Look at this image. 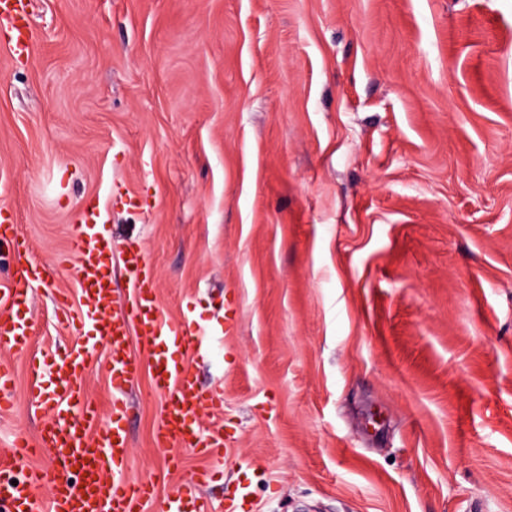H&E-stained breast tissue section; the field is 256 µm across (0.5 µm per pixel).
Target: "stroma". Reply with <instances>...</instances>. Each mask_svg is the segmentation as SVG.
Wrapping results in <instances>:
<instances>
[{
  "label": "stroma",
  "instance_id": "obj_1",
  "mask_svg": "<svg viewBox=\"0 0 512 512\" xmlns=\"http://www.w3.org/2000/svg\"><path fill=\"white\" fill-rule=\"evenodd\" d=\"M32 24L19 62L0 26V176L53 273L0 354V450L38 435L32 365L83 339L54 262L93 202L165 319L206 327L224 402L222 459L168 471L142 373L131 478L163 497L213 466L205 496L246 485L244 512H512V0H33Z\"/></svg>",
  "mask_w": 512,
  "mask_h": 512
}]
</instances>
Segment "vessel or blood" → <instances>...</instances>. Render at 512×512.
<instances>
[{
  "label": "vessel or blood",
  "instance_id": "vessel-or-blood-1",
  "mask_svg": "<svg viewBox=\"0 0 512 512\" xmlns=\"http://www.w3.org/2000/svg\"><path fill=\"white\" fill-rule=\"evenodd\" d=\"M31 5V0H0V22L9 28L8 50L17 61L34 51ZM99 221V213L87 210L56 264L75 268L86 300L80 318L95 335L107 339L113 424L98 426V410L85 397L83 373L97 356L95 343L77 345L68 360L34 365L37 379L46 368H53L56 383L49 392L38 383L33 387L31 403L41 419L36 442L21 438L11 451L0 453V512H143L151 502L156 503L157 512H213L202 494L210 482V470L196 472L163 498L158 497L154 482L128 475L130 440L121 421L131 408L129 385L143 365H150L155 392L165 401L155 435L158 448H193L206 456L221 457L223 430H202L200 420L222 412L223 402L218 394L199 386L188 361L202 349L204 333L188 321H164L146 251L131 242L120 255H113L110 242L96 230ZM16 222L15 211L1 205L0 240L13 244L17 266L11 278L0 283V352L22 354L29 346L22 311L29 304L33 283L49 271L31 256L16 232ZM116 262L129 275L132 295L125 301L110 282V268ZM135 342L141 344L143 355L132 352ZM174 344L183 351V358L171 356ZM34 448L51 459V470L32 469L22 479H14L13 471L23 467ZM75 472L84 474L83 484L71 482Z\"/></svg>",
  "mask_w": 512,
  "mask_h": 512
}]
</instances>
